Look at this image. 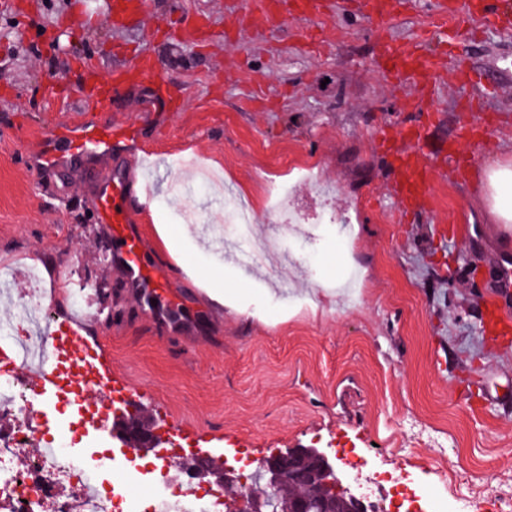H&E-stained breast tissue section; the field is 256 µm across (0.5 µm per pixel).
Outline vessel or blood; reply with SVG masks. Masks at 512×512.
<instances>
[{"mask_svg":"<svg viewBox=\"0 0 512 512\" xmlns=\"http://www.w3.org/2000/svg\"><path fill=\"white\" fill-rule=\"evenodd\" d=\"M431 10L438 14L463 11L481 23L499 30H512V19L505 17L495 0H428ZM387 60L390 72L396 78H411L420 82L427 92H434L441 76V69L432 58L423 56L408 45L390 49ZM420 131L412 125L400 130L399 136L407 140L405 148L395 147L392 141H383L392 167L397 174L393 185L396 197L404 208L421 206L427 195L425 154L415 146ZM141 129L135 125H122L96 119L82 118L45 129L36 152L28 157L34 169L57 176L71 169L100 158H133L138 148ZM129 182L125 169L113 168L110 177L101 179L96 200L100 223L111 230L117 255L123 263L128 284L140 295L144 313L157 318L168 313L164 300L167 296L166 273L150 262L140 238L132 231L131 210L128 205ZM498 297L488 312L489 330L502 337L512 335V263L499 266L494 289ZM42 333L48 336L47 352L38 360L23 364L22 374L41 397H48L59 380V363L74 362L72 380L79 384L85 400L97 408V420L90 427L91 433L102 434L112 430L113 390L102 368L95 346L83 339V329L77 318L49 321L43 324Z\"/></svg>","mask_w":512,"mask_h":512,"instance_id":"obj_1","label":"vessel or blood"}]
</instances>
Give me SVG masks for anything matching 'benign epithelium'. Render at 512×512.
Segmentation results:
<instances>
[{
    "mask_svg": "<svg viewBox=\"0 0 512 512\" xmlns=\"http://www.w3.org/2000/svg\"><path fill=\"white\" fill-rule=\"evenodd\" d=\"M112 439L123 448L145 455L166 443L165 431L156 419L145 415L134 404L121 397L112 406ZM171 467L209 486H234L237 496L224 502L225 512H371L373 505L356 495L336 467V462L322 448L309 446L290 448L267 458L260 471L268 492L256 493L241 475L224 467L207 452L184 455ZM301 479L319 489L315 499L288 500L280 492Z\"/></svg>",
    "mask_w": 512,
    "mask_h": 512,
    "instance_id": "1",
    "label": "benign epithelium"
}]
</instances>
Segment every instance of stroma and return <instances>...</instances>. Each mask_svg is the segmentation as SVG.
I'll return each mask as SVG.
<instances>
[{
  "instance_id": "35a3bbf8",
  "label": "stroma",
  "mask_w": 512,
  "mask_h": 512,
  "mask_svg": "<svg viewBox=\"0 0 512 512\" xmlns=\"http://www.w3.org/2000/svg\"><path fill=\"white\" fill-rule=\"evenodd\" d=\"M263 2L276 21L255 28L250 0H150L145 14L126 18L112 15V0H0V259L20 269L38 262L47 277L68 262L101 285L109 315L84 318L86 339L100 348L115 394L166 428L183 427L181 447L239 470L291 448L347 446L367 460L359 480L373 485L377 512L403 502L397 486L378 481L384 468L411 479L422 498L447 497L444 455L463 478L512 476V341L484 331L498 262L512 255L487 188L490 169L512 165V33L442 21L411 2L380 22L350 2L317 17L302 0ZM422 33L423 52L448 69L432 97L383 71V44ZM146 57L175 110L135 86L98 93ZM460 59L476 83L455 79ZM85 113L141 127V150L157 170L129 166L133 229L169 292L197 315L195 327L145 315L122 265L102 259L98 243L110 230L93 213L91 179L28 165L45 128ZM412 117L425 124L432 172L424 205L408 216L379 140ZM467 124L485 128L484 139L457 142ZM452 149L470 159L463 174L448 168ZM187 159L214 173L192 202L204 222H224L207 209L209 195L233 194L259 237L276 228L264 181H287L304 217L293 227L296 259L220 263L171 191ZM325 213L334 223H320ZM159 224L179 256L161 244ZM218 263L239 293L262 296L265 319L214 305L183 270ZM280 267L285 292L267 276ZM353 271L355 295L339 292L316 313L304 304L318 280Z\"/></svg>"
}]
</instances>
